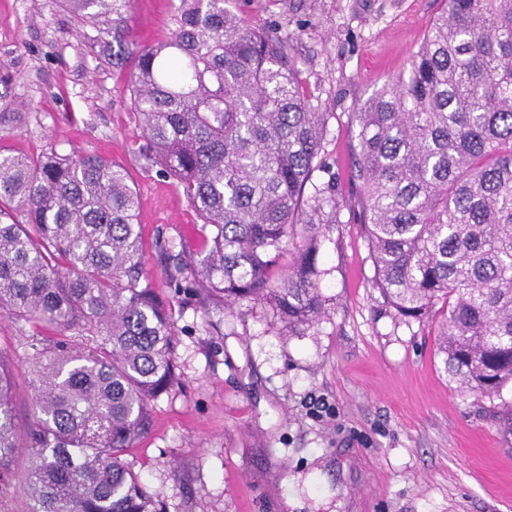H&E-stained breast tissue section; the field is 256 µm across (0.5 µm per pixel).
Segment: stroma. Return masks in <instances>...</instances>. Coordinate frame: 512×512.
Wrapping results in <instances>:
<instances>
[{
    "instance_id": "stroma-1",
    "label": "stroma",
    "mask_w": 512,
    "mask_h": 512,
    "mask_svg": "<svg viewBox=\"0 0 512 512\" xmlns=\"http://www.w3.org/2000/svg\"><path fill=\"white\" fill-rule=\"evenodd\" d=\"M174 2L133 0L130 41L167 40ZM224 7L288 41L310 105L329 115L322 155L338 206L322 247L326 315L300 334L268 307L214 299L202 309L170 287L155 240L196 247L199 224L140 155L125 75L102 56L96 30L57 0H0V74L28 104L0 124V147L125 165L140 198L144 269L173 309L181 381L154 403V427L127 462L168 512H512V433L493 418L512 406V387L492 398L457 391L436 353L437 323L383 310L354 177L360 104L408 68L444 0ZM35 334L0 315L22 435Z\"/></svg>"
}]
</instances>
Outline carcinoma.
<instances>
[{
  "label": "carcinoma",
  "mask_w": 512,
  "mask_h": 512,
  "mask_svg": "<svg viewBox=\"0 0 512 512\" xmlns=\"http://www.w3.org/2000/svg\"><path fill=\"white\" fill-rule=\"evenodd\" d=\"M98 28L128 88L141 156L201 221L196 249L155 241L166 276L225 305L261 303L303 331L325 313L322 239L336 181L327 113L305 99L286 45L224 10L178 0L169 40L126 41L131 0H59ZM357 178L382 306L437 319L443 371L462 392L512 384V0H448L408 70L355 113ZM0 313L52 332L33 344V409L15 431L0 352V475L27 458L30 512H167L124 456L179 380L171 305L144 272L139 198L103 156L0 149ZM300 239L291 265L278 270Z\"/></svg>",
  "instance_id": "1"
}]
</instances>
